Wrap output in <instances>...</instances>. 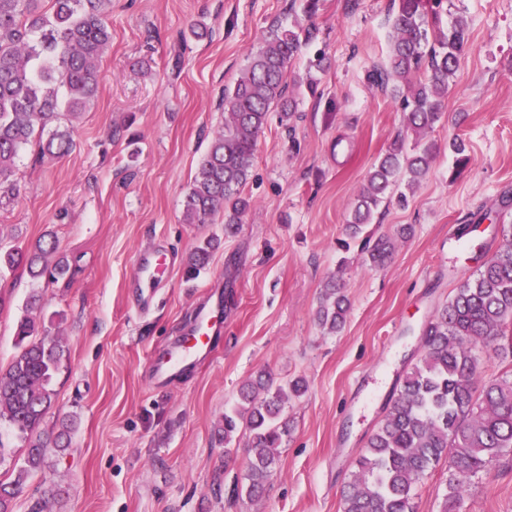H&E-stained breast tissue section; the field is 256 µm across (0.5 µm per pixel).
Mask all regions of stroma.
Here are the masks:
<instances>
[{
  "mask_svg": "<svg viewBox=\"0 0 512 512\" xmlns=\"http://www.w3.org/2000/svg\"><path fill=\"white\" fill-rule=\"evenodd\" d=\"M112 0V42L98 63L94 102L74 124L73 150L17 162L18 195L0 201V248L53 234L67 279L0 274V370L17 354L15 325L32 292L44 335L65 358L39 431L71 423V444L16 500L13 512H342L343 491L367 439L416 363L435 308L489 259L512 226V0H442L463 21L468 47L441 121L422 145L435 158L408 206L381 205L369 226L394 238L384 267L361 241L342 250L345 226L373 163L403 131L404 114L369 73L387 58L391 0ZM204 23L205 38L192 26ZM312 38L288 71L297 110L271 112L244 188L251 207L233 235L223 217L182 221L185 195L224 125L222 97L277 28ZM322 60L313 73L311 61ZM314 74L316 93L305 86ZM467 144L458 166L450 139ZM489 215L481 255L448 239ZM220 239L206 267L185 262L207 236ZM166 241L177 255L152 308L139 312L127 283L135 253ZM343 288V328L316 321L329 284ZM224 326L214 354L163 387L154 354L190 326L214 294ZM268 371L308 389L287 404L290 435L262 497L234 493L248 438L217 436L242 383ZM450 459L417 485L415 512H441ZM459 512H512V460L466 477Z\"/></svg>",
  "mask_w": 512,
  "mask_h": 512,
  "instance_id": "obj_1",
  "label": "stroma"
}]
</instances>
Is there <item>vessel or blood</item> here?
Returning <instances> with one entry per match:
<instances>
[{
    "instance_id": "1",
    "label": "vessel or blood",
    "mask_w": 512,
    "mask_h": 512,
    "mask_svg": "<svg viewBox=\"0 0 512 512\" xmlns=\"http://www.w3.org/2000/svg\"><path fill=\"white\" fill-rule=\"evenodd\" d=\"M175 264V257L167 255L160 243L137 252L130 286L139 307L146 308L153 303L158 288ZM222 323L221 306L200 309L192 327L153 357L151 369L155 385L167 384L196 359L208 355L214 331Z\"/></svg>"
}]
</instances>
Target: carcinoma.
<instances>
[{
  "instance_id": "carcinoma-1",
  "label": "carcinoma",
  "mask_w": 512,
  "mask_h": 512,
  "mask_svg": "<svg viewBox=\"0 0 512 512\" xmlns=\"http://www.w3.org/2000/svg\"><path fill=\"white\" fill-rule=\"evenodd\" d=\"M111 0H0V198L14 194L16 159L36 144L43 158L71 152L70 127H46L63 117L72 121L96 98L98 61L112 40L106 17ZM387 62L373 70L377 87L400 99L407 128L419 134L441 118L442 102L458 70L468 34L461 21L443 25L429 0H392ZM300 34L276 29L251 55L234 87L224 88V128L210 142L186 195L183 222L210 224L219 212L233 226L249 208L243 196L256 144L277 108L288 117L295 100L286 96L288 68L300 54ZM433 154L407 148L395 139L374 164L355 203L348 228L363 233L375 211L392 199L407 202L402 188L412 189L429 168ZM217 239L195 247L186 261L188 276L207 264ZM362 249L375 266L388 262L394 242L387 236L363 238ZM57 246L45 235L30 247L0 253V269L22 267L34 280L65 279L67 260L50 257ZM42 298L31 295L16 323L20 348L0 370V427L24 440L22 462L0 479V512H13L14 501L45 464L47 450L69 447L70 427L55 435L33 436L51 406V388L65 355L62 343L38 336ZM347 311L341 289H325L316 312L319 325L338 331ZM512 234L483 262L451 298L437 307L422 332L421 357L402 379L400 393L366 442L343 499V512H414L418 479L448 457L454 470L441 512H456L465 492L460 478L488 471L512 455V379L486 380L474 351L492 348L512 355ZM306 381L283 384L260 373L239 391V402L224 412V445L248 433L253 452L243 488L263 492L276 449L288 434L285 406L301 397Z\"/></svg>"
}]
</instances>
